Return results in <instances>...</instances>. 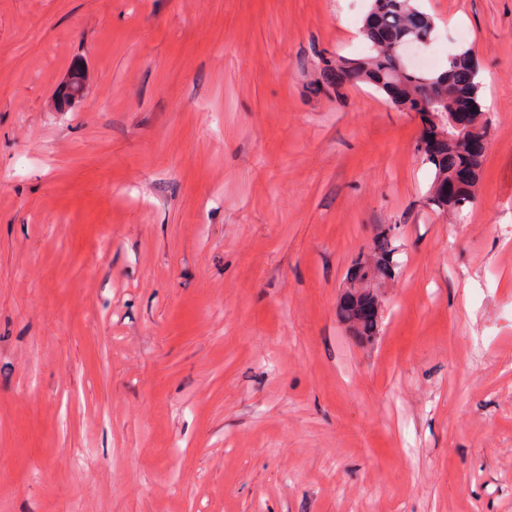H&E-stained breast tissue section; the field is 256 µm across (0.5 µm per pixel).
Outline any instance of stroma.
<instances>
[{"label":"stroma","mask_w":512,"mask_h":512,"mask_svg":"<svg viewBox=\"0 0 512 512\" xmlns=\"http://www.w3.org/2000/svg\"><path fill=\"white\" fill-rule=\"evenodd\" d=\"M417 3L491 117L459 214L420 113L313 88L372 0H0V512H512V0ZM92 77L85 66L75 62L60 82L52 100L51 106L57 112H67L84 98ZM424 160L429 163L434 171L433 179L427 191V197L432 206L439 211H451L459 213L467 204H471L475 197L476 187L483 167L484 154L482 156L464 155L460 142L451 140L448 142L447 152L440 156H428L422 153ZM466 171L467 178L460 181L456 188L447 192L440 191V186L448 182L454 173ZM396 225L388 227L380 231L372 240L370 253L373 255V268L382 273L394 276V260L395 247L393 245L394 231ZM370 294L363 292L357 296V302L355 308L350 309L347 312H341L343 319L350 325L354 335L360 336L366 341L375 340L379 333L378 321L364 320L359 315V309L363 303L371 300Z\"/></svg>","instance_id":"stroma-1"}]
</instances>
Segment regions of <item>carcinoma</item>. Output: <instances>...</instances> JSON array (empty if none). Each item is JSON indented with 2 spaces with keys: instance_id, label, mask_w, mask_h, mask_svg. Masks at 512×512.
<instances>
[{
  "instance_id": "obj_1",
  "label": "carcinoma",
  "mask_w": 512,
  "mask_h": 512,
  "mask_svg": "<svg viewBox=\"0 0 512 512\" xmlns=\"http://www.w3.org/2000/svg\"><path fill=\"white\" fill-rule=\"evenodd\" d=\"M419 8L412 0H399V5L392 6V0H373L371 13L364 23L371 29L365 36L369 44V53L359 58L336 60L320 70V82L323 84H341L336 79V70L347 68L351 72L349 80L365 82L379 91H386L382 81L394 77L403 71L404 96L397 100L400 106L420 110V103L428 94L436 92L452 94L457 99H466L480 104L481 81L479 67L469 49H463L448 59L441 71H417L412 68L402 70L397 55L377 44L388 35L395 37H434L435 30L414 21ZM92 77L85 66L76 62L60 82L51 106L58 112H66L84 98ZM460 142H448L447 152L440 156L423 155L434 171L433 179L427 191L430 204L440 211L458 213L473 202L476 187L483 167L484 157L462 154ZM395 228L388 227L380 231L372 240L370 253L373 255V268L382 273L394 275L395 247L393 245ZM371 300V295L362 293L357 296L356 306L342 313L343 319L350 325L354 335L367 341L376 339L379 324L373 320H364L359 315L363 303Z\"/></svg>"
}]
</instances>
